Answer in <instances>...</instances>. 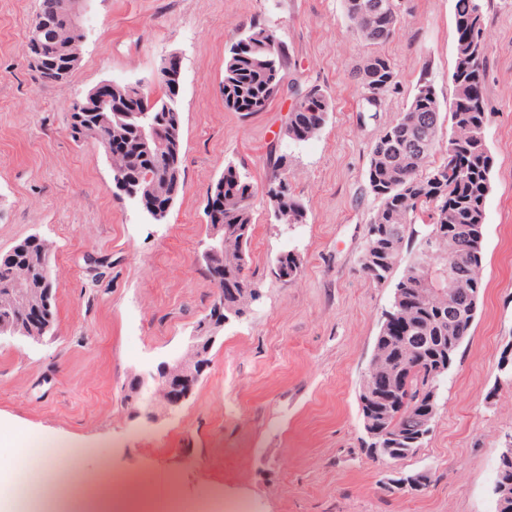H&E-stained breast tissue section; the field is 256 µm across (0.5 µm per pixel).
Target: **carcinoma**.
<instances>
[{
    "mask_svg": "<svg viewBox=\"0 0 512 512\" xmlns=\"http://www.w3.org/2000/svg\"><path fill=\"white\" fill-rule=\"evenodd\" d=\"M66 0H43L33 20L26 46L44 44L45 61L39 71L46 83L66 81L72 73L69 59L56 55L52 47L77 38L62 26L58 10ZM353 30L365 41L380 44L390 39L400 23L397 0H345ZM483 12L482 0H455L456 55L450 81L454 88L448 107L446 158L430 165L439 146L441 110L431 84L420 83L406 109L375 141L367 170L370 190L378 207L370 223L377 235L365 241L364 253L376 258L374 267L363 266L366 277L376 285L393 283L404 289V300L392 299L389 312L404 329L403 342L379 339L378 350L394 373L387 391L390 411L381 419L387 433H401L398 443L403 457L414 454L423 415L418 405L420 386L429 373L447 361L448 349H459L470 335L483 283V227L485 204L491 190L493 157L486 143L490 112L484 93L485 67L489 50L487 25L472 22ZM286 52L276 31L261 24L249 25L244 37L232 44L224 59V106L233 112H261L283 84ZM365 91L386 95L394 86L391 61L382 55L370 58L364 68ZM161 95L146 93L138 99V83H117L112 90V108L85 112L82 97L73 101L69 131L76 142L92 140L99 147L112 139L125 147L123 159L110 164L120 169L137 189L151 190L176 199L183 189L182 138L174 152L149 153L141 148L138 126L167 122L171 104L168 86L159 81ZM302 100L291 113L286 136L305 141L326 125L331 105L321 89L301 90ZM133 104L146 116L128 120L123 108ZM212 189L224 190V234L234 237L235 249L249 257L253 233L252 204L256 190L249 178L227 163ZM269 202L288 212V223L302 224L306 207L288 188L283 177L266 189ZM429 219L425 235L434 238L431 248L416 236V224ZM275 274L291 280L298 275L300 261L289 251L279 255ZM46 259L32 245L15 246L0 264V323H17L24 313L17 308L13 282L28 277L29 287L53 286L43 272ZM399 277H393L397 269ZM248 263H224V313H238L253 299L255 283L247 273ZM455 299L448 304V291Z\"/></svg>",
    "mask_w": 512,
    "mask_h": 512,
    "instance_id": "obj_1",
    "label": "carcinoma"
}]
</instances>
